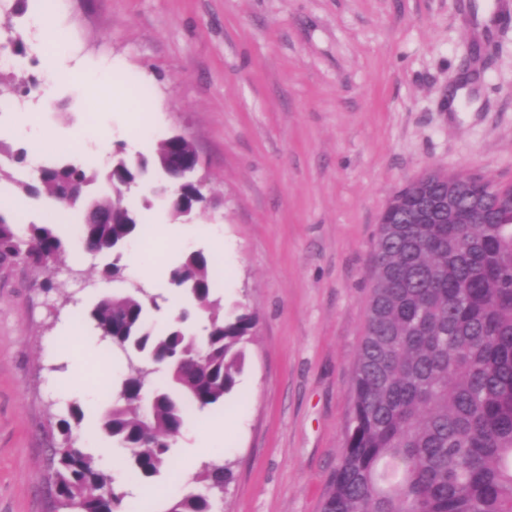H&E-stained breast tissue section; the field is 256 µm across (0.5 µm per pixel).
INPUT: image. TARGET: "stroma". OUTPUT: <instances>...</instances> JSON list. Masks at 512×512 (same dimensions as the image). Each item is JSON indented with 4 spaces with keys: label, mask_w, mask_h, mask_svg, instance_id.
I'll list each match as a JSON object with an SVG mask.
<instances>
[{
    "label": "stroma",
    "mask_w": 512,
    "mask_h": 512,
    "mask_svg": "<svg viewBox=\"0 0 512 512\" xmlns=\"http://www.w3.org/2000/svg\"><path fill=\"white\" fill-rule=\"evenodd\" d=\"M469 0H58L55 24L78 67L112 59L143 127L102 110L96 93L55 87L0 112V138L18 112L43 133L22 178L53 158L96 159L100 139L149 155L180 134L199 156L208 198L174 219L145 180L128 196L146 205L135 238L164 274L155 328L180 314L201 331L196 303L166 272L185 253L217 260L225 314L254 316L233 391L218 409L187 414L170 464L151 480L161 496L127 498L122 512H162L202 491L184 459L218 423L207 458L233 478L217 512H321L346 443L353 376L365 336L379 217L391 194L428 170L512 183V9L489 32ZM484 55L469 60L473 40ZM55 265L56 290L19 260L0 262V512H51V425L72 403L86 412L125 373L102 355L88 313L113 281L104 256L80 254L73 227ZM80 443L115 484L130 486L126 451L85 420Z\"/></svg>",
    "instance_id": "35a3bbf8"
}]
</instances>
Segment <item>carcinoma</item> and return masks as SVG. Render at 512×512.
I'll return each mask as SVG.
<instances>
[{"instance_id": "carcinoma-1", "label": "carcinoma", "mask_w": 512, "mask_h": 512, "mask_svg": "<svg viewBox=\"0 0 512 512\" xmlns=\"http://www.w3.org/2000/svg\"><path fill=\"white\" fill-rule=\"evenodd\" d=\"M33 78L0 72V100L26 96ZM195 154L182 136L161 139L153 154L135 159L118 145L104 165L67 161L42 166L18 180L27 150L0 140V181L28 197L45 195L78 215L84 252L110 254L104 277L121 278L123 248L144 224L127 201L131 188L165 172L175 157ZM465 198L481 209L472 224H415L400 206L380 225L374 245V284L366 332L353 378L354 401L340 464L322 512H512V184L461 177ZM105 183L110 192L95 194ZM433 176L393 193L405 201L440 194ZM171 211L187 217L202 203L198 185L171 190ZM64 250L56 224H30L27 234L0 210V261L18 259L55 289L52 266ZM205 314V334L189 333L187 313L162 330L149 323L157 295L140 285L99 298L89 317L99 343L126 359V374L108 391L99 429L127 450L139 480L168 467L171 441L188 411L224 404L236 385L254 318L221 314L213 297L209 257L191 251L169 272ZM86 411L72 406L57 422L54 483L79 512H119L128 493L79 446ZM206 492L171 500L165 512H213L214 497L231 478L228 465L201 463Z\"/></svg>"}]
</instances>
